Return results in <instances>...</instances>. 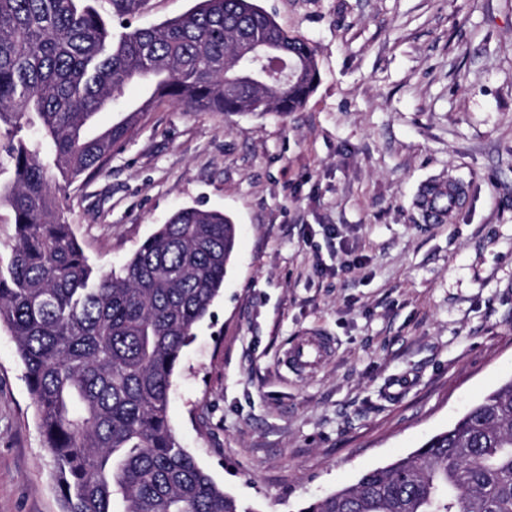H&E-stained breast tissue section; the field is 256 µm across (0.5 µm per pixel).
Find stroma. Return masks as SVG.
<instances>
[{"mask_svg":"<svg viewBox=\"0 0 512 512\" xmlns=\"http://www.w3.org/2000/svg\"><path fill=\"white\" fill-rule=\"evenodd\" d=\"M308 40L295 112L163 103L56 203L98 273L179 208L232 217L236 253L180 354L170 424L254 512H299L452 426L512 378V0H256ZM462 182L449 221L419 186ZM309 333L329 357L284 363ZM16 344L0 329V512H63Z\"/></svg>","mask_w":512,"mask_h":512,"instance_id":"stroma-1","label":"stroma"}]
</instances>
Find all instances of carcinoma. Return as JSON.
I'll return each instance as SVG.
<instances>
[{"label":"carcinoma","mask_w":512,"mask_h":512,"mask_svg":"<svg viewBox=\"0 0 512 512\" xmlns=\"http://www.w3.org/2000/svg\"><path fill=\"white\" fill-rule=\"evenodd\" d=\"M100 0H0V125L13 178L0 205L15 236L0 271V326L17 343L66 512H251L177 441L172 377L224 286L237 228L185 206L107 275L89 265L52 195V159L74 181L101 168L156 102L186 111L302 108L320 71L314 47L254 0H199L115 35ZM127 20L145 0H107ZM283 74L266 82L263 71ZM145 104L87 128L134 81ZM300 512H512V379L450 428Z\"/></svg>","instance_id":"carcinoma-1"}]
</instances>
